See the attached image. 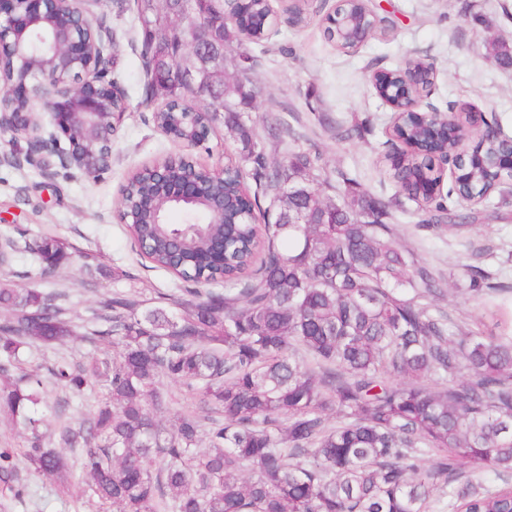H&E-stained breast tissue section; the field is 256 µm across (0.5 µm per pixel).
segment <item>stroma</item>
I'll use <instances>...</instances> for the list:
<instances>
[{"label":"stroma","mask_w":512,"mask_h":512,"mask_svg":"<svg viewBox=\"0 0 512 512\" xmlns=\"http://www.w3.org/2000/svg\"><path fill=\"white\" fill-rule=\"evenodd\" d=\"M307 20L301 26L280 25L248 77L256 95L249 117L257 131L281 121L288 128L278 155L310 153L321 172L319 189L339 198L346 179L383 200L399 189L382 171L381 155L388 150L392 112L368 81L372 68H395L419 57L436 67L433 105L446 109L452 102H470L512 136V69L501 70L482 55L485 38L512 43V0H372L379 15L395 25L393 33L369 39L353 53H342L323 36L322 19L336 0H308ZM103 28L116 33L118 47L113 69L126 91L127 111L112 139L107 170L91 177L58 165L37 162L0 163V235L25 231L28 238L57 237L72 249L94 254L93 267L82 261L60 268L49 279L40 278L29 258H16L10 273L22 288H66L72 295L73 320L84 326L90 308L122 292L144 299L174 294L173 275L150 268L138 255L118 217L121 187L128 173L160 157L182 152L180 143L166 137L152 122L161 96L152 94L142 59V22L137 0H102L96 8ZM354 128L353 137H337V126ZM418 206L404 201L390 219L400 242L436 273L448 288L437 305L451 318L468 322L487 319L489 307L512 309V195L506 203L491 200L483 222L457 234L447 225L419 228ZM478 267L498 295L476 302L465 285L469 267ZM96 280L86 289L84 281ZM97 347L80 337L66 344L34 347L24 356L25 366L40 368L43 377L44 439H52L63 421L90 413L107 390L96 384L71 398L66 417L54 406L66 396L48 370L59 359L89 363ZM24 436L6 411L0 410V448L16 452L21 496L0 492V512H99L97 499L85 483L83 453L64 449V479L48 478L30 469L22 448Z\"/></svg>","instance_id":"1"}]
</instances>
